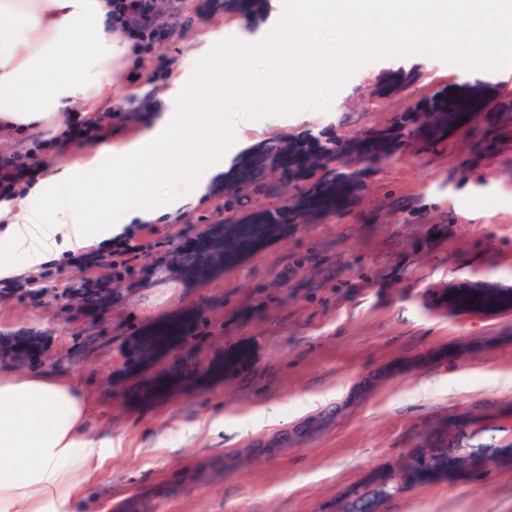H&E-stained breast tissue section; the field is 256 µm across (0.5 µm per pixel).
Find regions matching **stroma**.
Returning <instances> with one entry per match:
<instances>
[{"mask_svg":"<svg viewBox=\"0 0 512 512\" xmlns=\"http://www.w3.org/2000/svg\"><path fill=\"white\" fill-rule=\"evenodd\" d=\"M264 18L224 0H157L170 35L123 70L109 145L142 127L161 99L197 109L178 84L204 78L213 38L245 46L275 29L292 0H268ZM491 54L496 71L476 74ZM481 84L491 117L452 134L421 130L362 176L359 197L308 224L286 225L211 278L169 268L187 242L296 203L299 190L224 208L233 189L213 177L172 215L127 232L144 250L131 275L103 256L83 269L59 258L0 278V333L45 338L27 370L81 375L97 402L96 432L112 438L87 498L102 512L136 502L143 512H331L366 473L397 468L439 417H487L474 462L512 441V312L454 313L441 293L512 289V40L471 36L461 22L440 43L360 53L319 83L285 81L282 120L242 122L224 99V161L236 143L312 137L356 140L390 133L449 87ZM194 317L164 356L140 369L142 338L159 322ZM244 367L201 372L231 352ZM429 392H422L424 381ZM203 428H196L199 418ZM382 512H512V462L481 480L460 476L396 493Z\"/></svg>","mask_w":512,"mask_h":512,"instance_id":"1","label":"stroma"}]
</instances>
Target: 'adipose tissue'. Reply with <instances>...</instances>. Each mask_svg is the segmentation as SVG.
<instances>
[{"label": "adipose tissue", "instance_id": "obj_1", "mask_svg": "<svg viewBox=\"0 0 512 512\" xmlns=\"http://www.w3.org/2000/svg\"><path fill=\"white\" fill-rule=\"evenodd\" d=\"M111 0H0V133L16 137L53 130L80 110L98 117L112 108L133 42L113 22ZM495 35L512 21L504 0H298L279 31L237 49L234 72H211L194 84L196 112H165L128 142L82 154L0 207V275L33 268L67 251L123 233L132 219L156 220L186 204L185 169L205 180L224 161V115L213 102L249 82L245 59L270 57L261 90L241 100L246 113L279 125L276 90L285 71L282 39L309 40L323 28L360 44L379 29L394 32L393 49L421 35L450 36L460 19ZM317 45L308 47L299 78L335 69ZM93 408L83 380L56 371L0 369V512H74L112 441L94 435Z\"/></svg>", "mask_w": 512, "mask_h": 512}]
</instances>
